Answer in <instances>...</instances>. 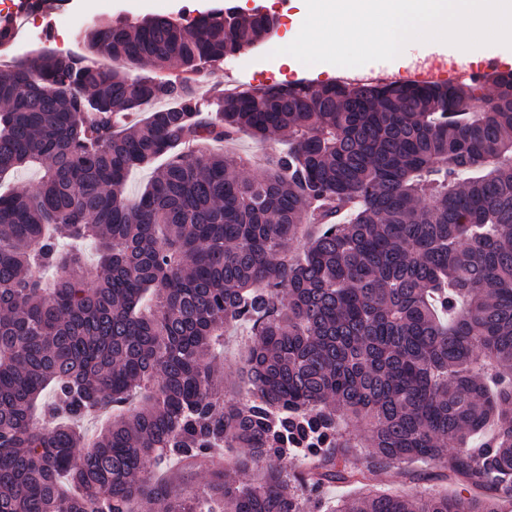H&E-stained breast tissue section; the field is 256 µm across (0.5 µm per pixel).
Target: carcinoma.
<instances>
[{"label":"carcinoma","mask_w":512,"mask_h":512,"mask_svg":"<svg viewBox=\"0 0 512 512\" xmlns=\"http://www.w3.org/2000/svg\"><path fill=\"white\" fill-rule=\"evenodd\" d=\"M274 26L234 8L118 20L0 69V178L44 170L36 192H0V512H305L330 483L426 461L476 493L331 512L512 501V72L195 96L190 75ZM147 62L183 77L128 73ZM241 132H286L288 151L252 177L183 152ZM228 327L253 337L247 403L220 388ZM171 460L206 466L204 489L156 480Z\"/></svg>","instance_id":"obj_1"}]
</instances>
